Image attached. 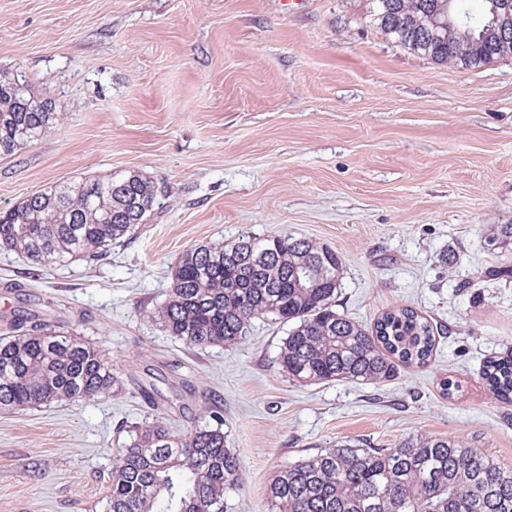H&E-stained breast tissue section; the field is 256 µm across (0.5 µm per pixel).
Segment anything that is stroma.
Wrapping results in <instances>:
<instances>
[{
  "instance_id": "obj_1",
  "label": "stroma",
  "mask_w": 512,
  "mask_h": 512,
  "mask_svg": "<svg viewBox=\"0 0 512 512\" xmlns=\"http://www.w3.org/2000/svg\"><path fill=\"white\" fill-rule=\"evenodd\" d=\"M57 128L0 158V208L63 181L148 177L155 209L100 261L0 250V335L15 313L74 330L118 393L0 412V512H103L126 426L224 407L245 466L227 512H272L296 460L345 443L458 441L512 469V404L483 378L512 344V58L439 64L372 26L365 0H0V72ZM292 234L345 262L336 310L370 325L408 306L433 325L423 366L382 384L305 385L278 363L290 327L254 320L199 349L150 314L194 245ZM452 381L450 395L440 384Z\"/></svg>"
}]
</instances>
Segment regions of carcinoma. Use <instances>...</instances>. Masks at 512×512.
<instances>
[{
    "label": "carcinoma",
    "instance_id": "cac0c4a2",
    "mask_svg": "<svg viewBox=\"0 0 512 512\" xmlns=\"http://www.w3.org/2000/svg\"><path fill=\"white\" fill-rule=\"evenodd\" d=\"M467 0H366V15L404 48L435 62L475 69L512 57L480 27L455 23L444 38L422 37L435 16L466 11ZM52 104L19 75L0 73V157L56 127ZM156 190L136 172L60 183L0 210V249L45 265L94 262L149 220ZM344 272L335 249L290 234L250 235L195 245L176 259L156 312L169 335L192 347L232 348L258 318L293 322L279 364L299 383L380 384L433 354L432 324L411 307L366 327L336 311ZM0 336V411L92 401L121 383L99 347L72 331L20 315ZM484 376L512 403V346L488 359ZM114 459L106 512H224L243 486L244 464L224 436V415L184 431L164 417L129 427ZM268 495L275 512H512V470L476 448L411 438L395 448L344 444L286 466Z\"/></svg>",
    "mask_w": 512,
    "mask_h": 512
}]
</instances>
